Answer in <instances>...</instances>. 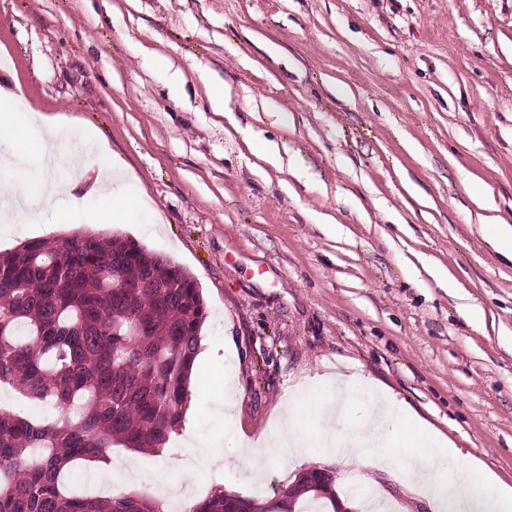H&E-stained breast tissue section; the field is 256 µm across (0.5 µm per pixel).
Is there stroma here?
I'll use <instances>...</instances> for the list:
<instances>
[{
    "mask_svg": "<svg viewBox=\"0 0 512 512\" xmlns=\"http://www.w3.org/2000/svg\"><path fill=\"white\" fill-rule=\"evenodd\" d=\"M1 55L22 110L65 116L67 145L94 131L135 174L32 223L58 241L117 209L111 233L203 290L192 441L171 439L203 475L194 498L261 505L330 466L337 495L432 512L404 470L277 444L282 407L336 373L384 385L512 483V261L490 241L512 225V0H0ZM211 440L221 461L194 448Z\"/></svg>",
    "mask_w": 512,
    "mask_h": 512,
    "instance_id": "1",
    "label": "stroma"
}]
</instances>
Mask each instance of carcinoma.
<instances>
[{
    "mask_svg": "<svg viewBox=\"0 0 512 512\" xmlns=\"http://www.w3.org/2000/svg\"><path fill=\"white\" fill-rule=\"evenodd\" d=\"M207 307L184 268L131 238L76 234L0 253V382L37 418L0 408V512H163L152 496H85L68 470L114 448H165L181 426ZM336 475L261 512H335ZM185 512H256L220 489Z\"/></svg>",
    "mask_w": 512,
    "mask_h": 512,
    "instance_id": "carcinoma-1",
    "label": "carcinoma"
}]
</instances>
